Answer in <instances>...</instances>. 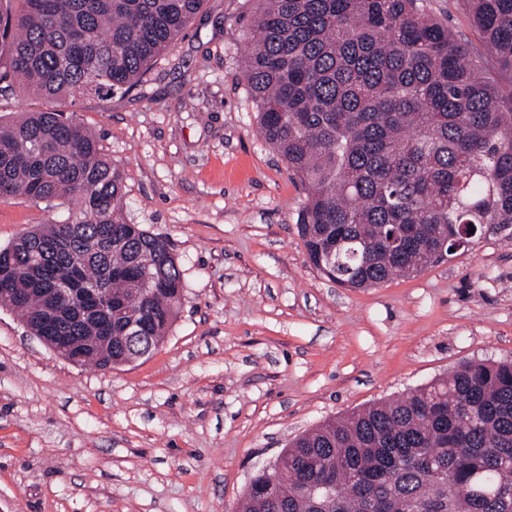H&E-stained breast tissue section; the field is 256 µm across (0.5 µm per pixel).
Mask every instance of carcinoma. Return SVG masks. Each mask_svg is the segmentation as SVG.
<instances>
[{
  "instance_id": "1",
  "label": "carcinoma",
  "mask_w": 512,
  "mask_h": 512,
  "mask_svg": "<svg viewBox=\"0 0 512 512\" xmlns=\"http://www.w3.org/2000/svg\"><path fill=\"white\" fill-rule=\"evenodd\" d=\"M204 0H0V82L53 101L137 85ZM244 66L265 142L306 190L310 260L351 288L417 273L461 224H512V0H467L498 78L419 0H256ZM124 177L70 112L0 120V196L71 205L0 248V288L39 329L31 288L112 299V351L162 342L182 275L124 213ZM239 512H512V360L465 362L293 440Z\"/></svg>"
}]
</instances>
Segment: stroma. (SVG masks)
Returning a JSON list of instances; mask_svg holds the SVG:
<instances>
[{"label": "stroma", "mask_w": 512, "mask_h": 512, "mask_svg": "<svg viewBox=\"0 0 512 512\" xmlns=\"http://www.w3.org/2000/svg\"><path fill=\"white\" fill-rule=\"evenodd\" d=\"M472 56L462 0H422ZM254 0H205L138 86L80 98L124 173L127 218L166 238L183 300L148 357L74 366L0 307V512H236L296 437L468 361L512 358V227L376 288L309 261L306 193L243 76ZM68 215L0 196V247Z\"/></svg>", "instance_id": "1"}]
</instances>
